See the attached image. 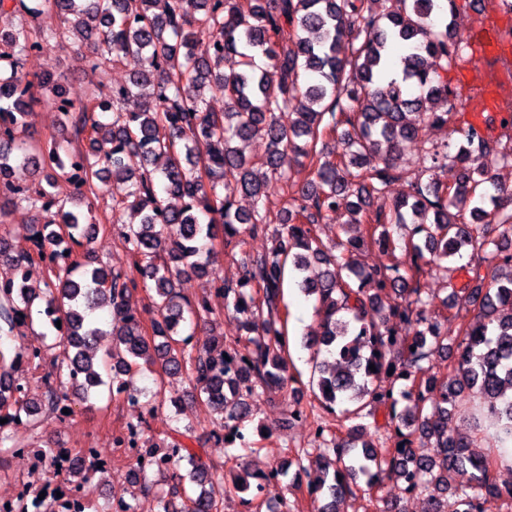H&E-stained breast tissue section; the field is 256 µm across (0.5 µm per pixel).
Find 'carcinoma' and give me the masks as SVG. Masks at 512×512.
I'll use <instances>...</instances> for the list:
<instances>
[{"label": "carcinoma", "mask_w": 512, "mask_h": 512, "mask_svg": "<svg viewBox=\"0 0 512 512\" xmlns=\"http://www.w3.org/2000/svg\"><path fill=\"white\" fill-rule=\"evenodd\" d=\"M454 10L455 0H0V117L9 120L0 129V224L20 205L43 217L32 253L11 251L0 238V420L34 429L59 416L69 396L89 404L108 383L137 402L136 376L149 367L168 378L187 375L192 400L216 415L224 456L236 459L249 399L288 382L285 272L314 263L319 276L299 287L316 296L320 317L309 341L325 355L315 365L316 398L332 416L346 405L340 413L351 422L338 438L314 416L316 447L296 452L298 470L316 473L314 512H339L360 475L369 488L388 479L425 496V512H491L495 501L512 500L492 466L469 452L483 418L495 427L500 454L512 448V190L492 174L512 165V137L493 140L471 125L456 152L446 145L423 158L409 195L374 206L407 177L402 151L418 132L409 116L435 127L454 116L445 73L464 60ZM74 39L75 58L93 70L133 60L128 82L74 101L62 74L20 76L31 50ZM344 42L350 50L342 57ZM397 51L400 77L386 82ZM216 95L224 98L221 112L210 105ZM42 98L62 109L59 124L70 137L44 142L30 132L28 117ZM284 112L292 116L286 125ZM253 143L263 152L247 153ZM287 152L308 164L312 178L290 181L281 170ZM132 156L137 169L129 168ZM16 166L46 173L47 188L16 183ZM104 172L113 211L129 215L119 227L132 258L126 271L95 265L100 226L66 207L96 194ZM272 180L289 188L275 213ZM238 195L253 200L250 211L235 207ZM343 205L346 238L328 247L315 225ZM394 227L404 231L400 258ZM268 232L271 250L244 249L245 238ZM366 236L393 256L391 264L369 269L359 261ZM219 238L240 256L239 279L220 292L242 316L244 340L200 348L194 330L212 321L213 310L190 298L187 283L213 273ZM465 252L485 288L449 285L454 304L476 307L452 330L447 316L429 313L426 278ZM37 259L48 271L42 288L21 277ZM139 287L157 312L150 336L129 308ZM97 310L112 315L110 330L91 317ZM392 316L409 323L406 335L391 330ZM36 322L54 332L50 374L34 393L18 367L38 370L45 354L28 355L16 341ZM107 333L112 351L99 358L95 343ZM453 344L455 376L429 374L423 362ZM401 398L410 407L399 413ZM466 398L478 402L481 419L450 434L448 420ZM380 407L405 427L402 447L361 440ZM170 447L163 468L137 463L134 484L153 496L156 512H223L222 478L188 444L175 439ZM468 466L473 483L453 485ZM153 470L172 471L168 488L153 491ZM100 472L92 464L65 470L86 498ZM39 495L25 488L13 512H56L59 497Z\"/></svg>", "instance_id": "cac0c4a2"}]
</instances>
